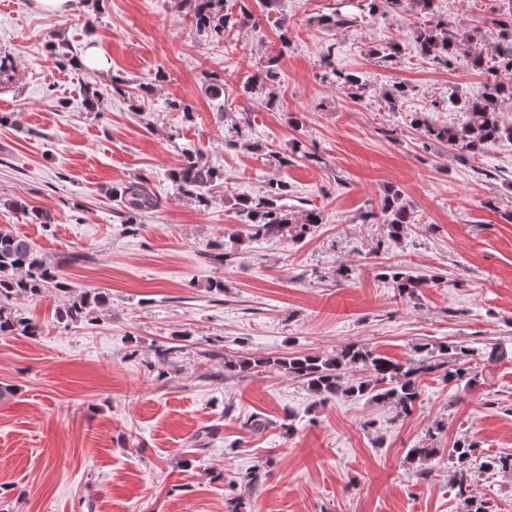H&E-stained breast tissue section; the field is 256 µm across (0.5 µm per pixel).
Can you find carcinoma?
I'll use <instances>...</instances> for the list:
<instances>
[{
    "label": "carcinoma",
    "instance_id": "1",
    "mask_svg": "<svg viewBox=\"0 0 512 512\" xmlns=\"http://www.w3.org/2000/svg\"><path fill=\"white\" fill-rule=\"evenodd\" d=\"M212 0H193L192 19L196 29L213 38H222L227 30L234 27V13L226 7L224 0L220 6L211 8ZM422 15L421 22L413 25L412 34L415 49L419 55L447 62L451 57L463 55L462 64L470 70L488 72L487 60L479 44L482 37L474 31L458 33L448 21L436 15L433 0H417ZM491 26L498 28L502 42L498 63L503 67L512 66V18L490 20ZM50 51L56 64L65 66L73 61L72 48L65 42L50 43ZM333 46L326 48L325 63L331 67L330 74L340 79V86L354 92L363 89L362 81L355 75L344 74L334 69ZM263 82L268 88L267 101L274 103L279 98L278 73L267 68L254 81L246 85V91L254 89V84ZM512 99V83L498 79H487L484 91L476 100L449 98L451 106L470 114V120L462 127H439L430 124L418 115L413 120L415 129L423 136L448 144L452 150L465 152L472 157L480 156L485 149L502 140H512V123L505 124L500 118V105ZM171 180L182 193L195 197L198 204L209 206L210 195L217 180V173L201 159L200 153L188 151L183 163L171 170ZM110 193L119 195L124 206V223H137L140 214L155 210L161 202L140 182H131ZM288 196V183L272 179L268 182L265 195L258 198L241 199L239 212L246 219V234L250 240L286 238L298 240L307 234L311 227L320 223V214L309 212L302 224H294L288 213L274 201ZM384 240L397 243L405 236L411 224V215L400 201V193L393 192L381 201ZM63 262L49 261L37 246L27 238L9 231H0V336H36L40 326L32 319L17 314L11 301L18 298L38 300L50 293L68 298L63 307L56 311L59 322L66 324L90 320V316L108 304V297L95 291L73 294V287L64 274ZM384 277L391 280L398 295L413 299L426 287L427 281L407 274L395 267L385 268ZM420 352L427 357L418 362H399L388 356L357 344H350L334 355L301 354L278 358L228 359L224 370L229 372L272 366L291 378L303 381L319 397L344 395L353 398H366L374 403L395 405L398 412L410 414L421 395L420 379L435 370H444L443 378H460L466 371L462 367L454 370L448 365L469 359L472 351L460 343L444 344L439 354L424 344ZM448 452V483L455 490V496L463 506V512H490L488 502L472 496L471 468L474 461L480 467L501 473H512V454L475 456L476 445L468 440L456 442L452 448L444 450L430 444H417L408 449V459L424 463L443 452Z\"/></svg>",
    "mask_w": 512,
    "mask_h": 512
}]
</instances>
